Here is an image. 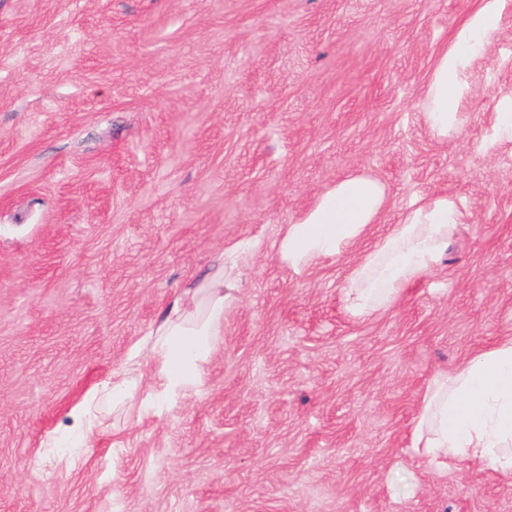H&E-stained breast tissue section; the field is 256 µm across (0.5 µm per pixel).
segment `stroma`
<instances>
[{"instance_id":"35a3bbf8","label":"stroma","mask_w":512,"mask_h":512,"mask_svg":"<svg viewBox=\"0 0 512 512\" xmlns=\"http://www.w3.org/2000/svg\"><path fill=\"white\" fill-rule=\"evenodd\" d=\"M476 0H0V512H512V478L413 448L434 377L512 337V0L464 129L420 103ZM366 170L380 223L297 270L276 244ZM461 213L388 306L344 290L417 199ZM224 273V334L165 391L147 337ZM136 410L46 443L112 370Z\"/></svg>"}]
</instances>
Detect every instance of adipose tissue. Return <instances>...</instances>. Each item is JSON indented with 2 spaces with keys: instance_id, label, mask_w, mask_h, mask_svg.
Segmentation results:
<instances>
[{
  "instance_id": "obj_1",
  "label": "adipose tissue",
  "mask_w": 512,
  "mask_h": 512,
  "mask_svg": "<svg viewBox=\"0 0 512 512\" xmlns=\"http://www.w3.org/2000/svg\"><path fill=\"white\" fill-rule=\"evenodd\" d=\"M505 0H479L438 54L422 101L430 133L444 139L465 124L461 103L470 88L472 61L485 54L498 29ZM387 202V187L376 176L355 172L321 192L297 221L285 225L277 244L280 261L302 268L314 258L340 253L377 223ZM461 219L447 195L423 198L403 214L393 233L353 269L345 290L351 313L364 315L390 304L400 290L432 269ZM224 271L176 296L148 342L162 365L167 389L185 390L199 381L200 366L224 333ZM136 384L113 371L100 394L88 395L71 411L70 437L83 445L107 430L99 398L132 407ZM417 452L448 464L469 460L491 463L512 476V339L500 341L464 363L454 374L435 379L423 399L414 432Z\"/></svg>"
}]
</instances>
